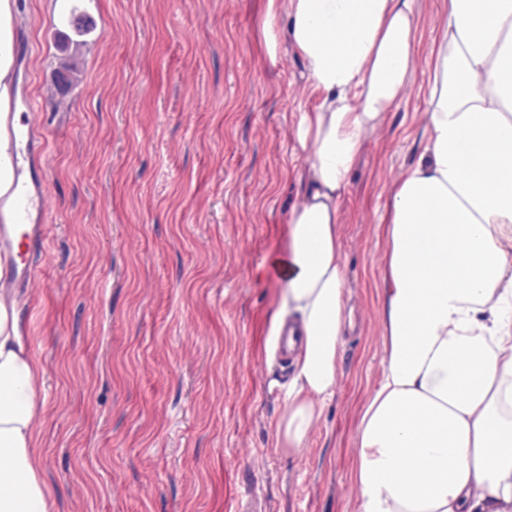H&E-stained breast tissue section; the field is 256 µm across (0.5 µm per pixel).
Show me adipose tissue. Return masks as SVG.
<instances>
[{
    "instance_id": "adipose-tissue-1",
    "label": "adipose tissue",
    "mask_w": 512,
    "mask_h": 512,
    "mask_svg": "<svg viewBox=\"0 0 512 512\" xmlns=\"http://www.w3.org/2000/svg\"><path fill=\"white\" fill-rule=\"evenodd\" d=\"M15 0H0V194ZM418 0H288L284 35L320 98L294 132L305 163L286 214L272 321L302 346L277 427L304 447L336 387L350 315L340 202L369 135L406 100ZM426 143L394 182L384 254L383 374L357 431L358 512H512V0H448ZM17 304L0 303V512H52L34 451L39 366Z\"/></svg>"
}]
</instances>
